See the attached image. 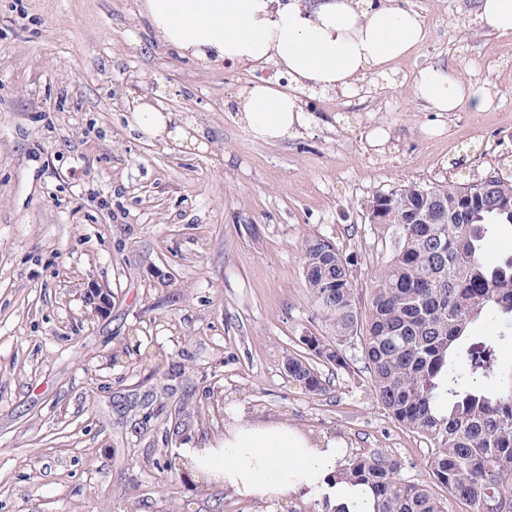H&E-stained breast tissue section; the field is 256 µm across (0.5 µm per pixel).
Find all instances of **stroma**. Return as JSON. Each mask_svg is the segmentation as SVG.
Returning <instances> with one entry per match:
<instances>
[{
  "label": "stroma",
  "instance_id": "obj_1",
  "mask_svg": "<svg viewBox=\"0 0 512 512\" xmlns=\"http://www.w3.org/2000/svg\"><path fill=\"white\" fill-rule=\"evenodd\" d=\"M399 2L424 21L412 54L355 91L301 93L308 123L267 142L239 100L276 67L180 57L145 0H0V512H326L169 477L167 461L237 414L335 439L337 464L379 451L426 480L425 444L377 403L359 348L346 351L352 374L322 367L319 395L284 368L321 329L307 237L357 256L363 299L388 254L365 200L512 176L506 37L481 27L475 0ZM436 63L489 85L490 104L428 110L414 80ZM154 90L209 150L131 127L129 101ZM375 129L387 140L373 144ZM91 285L111 291L106 312L86 305Z\"/></svg>",
  "mask_w": 512,
  "mask_h": 512
}]
</instances>
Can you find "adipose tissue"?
<instances>
[{"mask_svg": "<svg viewBox=\"0 0 512 512\" xmlns=\"http://www.w3.org/2000/svg\"><path fill=\"white\" fill-rule=\"evenodd\" d=\"M157 40L202 66L217 62L271 64L282 81L247 90L243 119L255 138L278 140L306 121V89H351L366 73L386 74L424 38V22L396 0H145ZM416 96L435 112L486 108L492 90L463 82L447 68L419 70ZM132 123L147 139L197 144L200 131L165 106L137 105ZM185 457L224 489L247 496L315 495L334 512L344 506L372 512L364 489L335 482L336 442L311 438L283 421L241 419L222 439L186 448Z\"/></svg>", "mask_w": 512, "mask_h": 512, "instance_id": "1", "label": "adipose tissue"}]
</instances>
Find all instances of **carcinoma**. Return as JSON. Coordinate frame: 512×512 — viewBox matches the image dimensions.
Listing matches in <instances>:
<instances>
[{"label": "carcinoma", "instance_id": "obj_1", "mask_svg": "<svg viewBox=\"0 0 512 512\" xmlns=\"http://www.w3.org/2000/svg\"><path fill=\"white\" fill-rule=\"evenodd\" d=\"M390 253L372 279L365 310L350 281L354 259L326 237L303 246V273L324 331L300 337L288 377L318 395V365L350 372L360 346L370 391L394 421L431 448L428 477H400L379 451L334 471L373 497V512H512V254L494 265L484 247L512 227V179L497 172L469 184L400 185L361 204ZM494 322L495 331L486 330Z\"/></svg>", "mask_w": 512, "mask_h": 512}]
</instances>
